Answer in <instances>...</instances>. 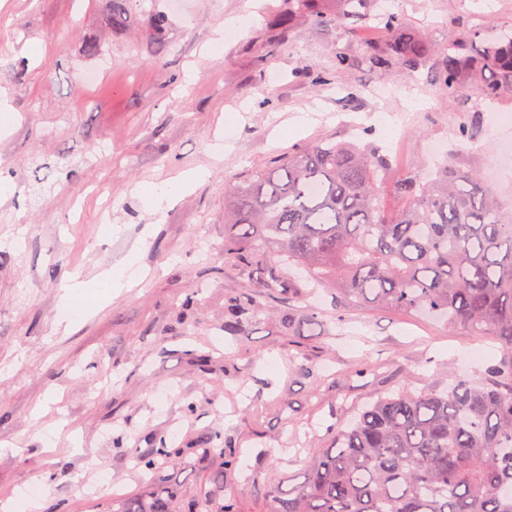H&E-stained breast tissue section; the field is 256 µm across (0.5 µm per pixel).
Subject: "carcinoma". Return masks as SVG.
<instances>
[{
    "label": "carcinoma",
    "mask_w": 512,
    "mask_h": 512,
    "mask_svg": "<svg viewBox=\"0 0 512 512\" xmlns=\"http://www.w3.org/2000/svg\"><path fill=\"white\" fill-rule=\"evenodd\" d=\"M108 24L127 22L128 0H110ZM376 0H336L325 25L367 19ZM388 39L369 46L379 70L415 71L437 56L425 40L387 16ZM436 82L455 99L512 101V30L465 35L448 44ZM388 159L370 146L333 137L294 150L229 185L224 256L250 275L258 262L306 269L347 303L370 300L443 319L448 328L493 336L505 356L484 377L460 374L446 389L381 396L306 465L304 480L271 491L269 512H512V213L474 172L438 166L423 181L407 172L381 186ZM272 247L259 253L258 242ZM251 303L232 296L224 331L234 335ZM217 436L193 447L162 440L136 460L153 487L117 498L107 512H203L197 499L176 509L163 475L169 464L216 450Z\"/></svg>",
    "instance_id": "obj_1"
}]
</instances>
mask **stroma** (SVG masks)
Returning <instances> with one entry per match:
<instances>
[{
	"label": "stroma",
	"instance_id": "35a3bbf8",
	"mask_svg": "<svg viewBox=\"0 0 512 512\" xmlns=\"http://www.w3.org/2000/svg\"><path fill=\"white\" fill-rule=\"evenodd\" d=\"M170 2L129 0V23L113 30L108 0H0V105L14 117L0 127V512L28 495L39 512H104L113 494L149 492L135 452L207 433L241 450L237 466L215 451L168 466L169 484L192 499L218 474L241 512H267L271 486L300 482L364 403L444 387L465 357L472 376L503 357L490 338L425 316L340 307L304 271L225 333L227 297L255 295L270 268L246 277L225 257L224 194L228 179L326 136L386 149L379 118L398 114L404 140L384 185L426 175L443 140L453 165L511 207L512 160L497 143L512 127L485 137L491 105L448 101L430 70H377L366 53L386 39L384 14L440 50L512 28V0H378L341 27L303 14L277 26L288 0H262L241 31L224 22L246 0ZM340 54L354 66L337 68ZM392 83L400 95L382 96ZM300 115L311 121L293 129ZM224 136L234 149L219 157ZM196 168L209 177L163 212L147 206L143 185ZM130 257L137 285L100 283ZM73 275L82 315L70 323L59 313ZM311 307L321 323L308 331Z\"/></svg>",
	"mask_w": 512,
	"mask_h": 512
}]
</instances>
